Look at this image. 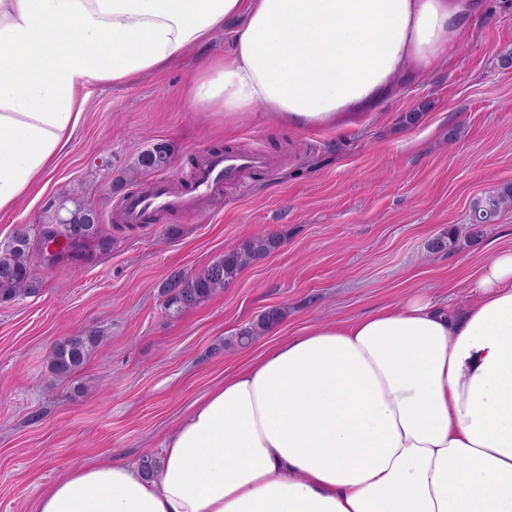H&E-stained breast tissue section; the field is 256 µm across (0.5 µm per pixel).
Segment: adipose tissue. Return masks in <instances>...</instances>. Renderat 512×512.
Listing matches in <instances>:
<instances>
[{"instance_id": "1", "label": "adipose tissue", "mask_w": 512, "mask_h": 512, "mask_svg": "<svg viewBox=\"0 0 512 512\" xmlns=\"http://www.w3.org/2000/svg\"><path fill=\"white\" fill-rule=\"evenodd\" d=\"M487 0H0V214L48 182L93 85L230 35L187 90L225 127L375 111L452 57ZM453 307L416 290L284 336L213 387L160 468L67 469L35 512H512V249Z\"/></svg>"}]
</instances>
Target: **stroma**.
<instances>
[{
	"instance_id": "1",
	"label": "stroma",
	"mask_w": 512,
	"mask_h": 512,
	"mask_svg": "<svg viewBox=\"0 0 512 512\" xmlns=\"http://www.w3.org/2000/svg\"><path fill=\"white\" fill-rule=\"evenodd\" d=\"M512 0L490 12L436 76L401 87L354 128L293 130L193 112L190 59L135 82L93 87L66 159L37 198L0 216V243L31 240L39 287L0 303V512H34L65 469L116 453L160 452L165 436L225 375L279 337L312 322L358 316L415 288L454 305L497 249L512 247V208L469 235L472 203L512 184ZM419 113L406 126L403 115ZM173 151L163 170L136 173L154 144ZM258 150L267 166L244 173L210 213H170L134 227L117 205L158 179L189 180L208 153ZM93 203L109 251L55 258L44 245L64 196ZM458 241L427 245L448 227ZM280 248L246 267L199 306L173 314L162 290L175 271L199 270L263 234ZM272 308L284 316L251 345L224 340ZM101 330L104 342L68 376L48 367L63 337Z\"/></svg>"
}]
</instances>
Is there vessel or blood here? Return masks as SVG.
I'll return each instance as SVG.
<instances>
[{
  "mask_svg": "<svg viewBox=\"0 0 512 512\" xmlns=\"http://www.w3.org/2000/svg\"><path fill=\"white\" fill-rule=\"evenodd\" d=\"M267 159L259 151H227L208 155L189 187L172 191L167 181L154 182L144 192L128 196L117 220L123 224H157L173 210H199L201 204L237 181L247 170L264 168Z\"/></svg>",
  "mask_w": 512,
  "mask_h": 512,
  "instance_id": "obj_1",
  "label": "vessel or blood"
}]
</instances>
